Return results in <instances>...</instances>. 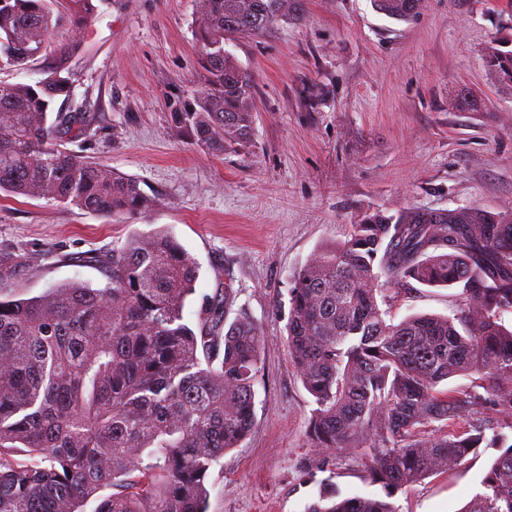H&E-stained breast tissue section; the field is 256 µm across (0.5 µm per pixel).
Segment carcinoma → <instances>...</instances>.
<instances>
[{
	"instance_id": "obj_1",
	"label": "carcinoma",
	"mask_w": 512,
	"mask_h": 512,
	"mask_svg": "<svg viewBox=\"0 0 512 512\" xmlns=\"http://www.w3.org/2000/svg\"><path fill=\"white\" fill-rule=\"evenodd\" d=\"M108 0H0V63L19 70L54 29L82 26ZM409 21L423 0H373ZM203 89L178 101L172 122L214 155L252 141L254 85L224 44L267 29L281 0H199ZM33 83L0 81V191L46 198L104 217L153 201L139 181L66 148L84 113L67 60ZM485 66L512 86V50L485 48ZM18 261L0 253V512H208L206 483L255 421L259 328L228 321L232 280L184 316L200 266L168 228L131 236L106 261V282L67 281L39 296L6 293ZM460 286L451 315L396 322L387 292L404 280ZM512 216L472 206L369 213L294 276L288 350L314 400L307 437L323 460L358 448L381 496L319 482L304 512H396L390 499L451 471L490 440L503 449L460 512H512V443L487 437L488 411L512 417ZM479 384L442 390L456 376ZM25 449L28 460L7 459Z\"/></svg>"
}]
</instances>
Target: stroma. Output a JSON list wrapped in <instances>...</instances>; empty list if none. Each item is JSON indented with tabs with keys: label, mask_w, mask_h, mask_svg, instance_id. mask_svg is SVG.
Wrapping results in <instances>:
<instances>
[{
	"label": "stroma",
	"mask_w": 512,
	"mask_h": 512,
	"mask_svg": "<svg viewBox=\"0 0 512 512\" xmlns=\"http://www.w3.org/2000/svg\"><path fill=\"white\" fill-rule=\"evenodd\" d=\"M227 49L252 76L255 136L216 156L188 143L170 112L200 91L197 0H108L76 30H54L27 69L32 83L72 46V106L88 129L72 149L138 178L153 207L107 218L48 199L0 195V252L21 260L26 297L69 280L98 287L95 257L133 234L173 230L200 263L185 318L225 279L231 314L263 336L251 434L216 465L209 512H303L329 472L307 439L315 407L287 344L293 276L314 250L346 238L363 215L479 206L512 211V89L487 70L491 42L512 49V0H424L399 22L371 0H303ZM394 318L448 314L457 288L411 281L392 290ZM498 447L482 444L452 471L399 490L398 512H459L480 490Z\"/></svg>",
	"instance_id": "35a3bbf8"
}]
</instances>
